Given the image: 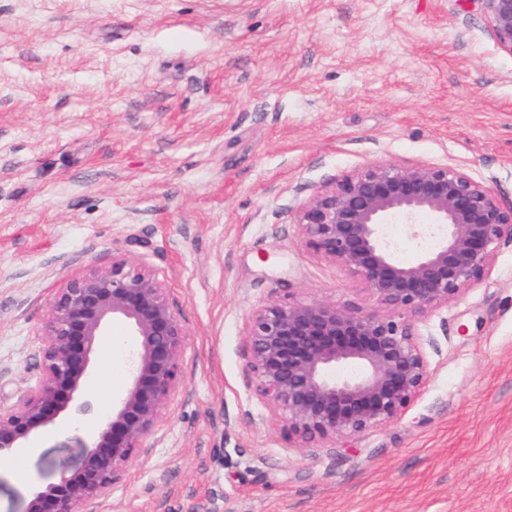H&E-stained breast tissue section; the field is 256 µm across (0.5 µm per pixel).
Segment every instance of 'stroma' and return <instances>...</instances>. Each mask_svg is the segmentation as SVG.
<instances>
[{
  "label": "stroma",
  "instance_id": "stroma-1",
  "mask_svg": "<svg viewBox=\"0 0 512 512\" xmlns=\"http://www.w3.org/2000/svg\"><path fill=\"white\" fill-rule=\"evenodd\" d=\"M449 165L512 206V53L480 0H0V406L42 377L54 288L143 260L186 329L183 383L90 512H512V244L421 318L405 416L295 448L254 396L262 302L372 306L301 240L316 188ZM116 320L85 392L127 384ZM68 420L0 464V512L76 465Z\"/></svg>",
  "mask_w": 512,
  "mask_h": 512
}]
</instances>
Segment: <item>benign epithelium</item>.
Masks as SVG:
<instances>
[{
	"mask_svg": "<svg viewBox=\"0 0 512 512\" xmlns=\"http://www.w3.org/2000/svg\"><path fill=\"white\" fill-rule=\"evenodd\" d=\"M496 45L512 53V0H481ZM431 216L419 224L417 215ZM407 225L395 242L383 233ZM306 247L343 266L376 300L292 301L255 306L248 317L253 393L302 445L363 435L400 420L424 388L430 362L415 323L488 279L512 207L466 172L376 161L317 188L295 211ZM437 238L431 249L421 243ZM406 249L415 252L401 260ZM125 321L135 339L129 382L107 412L84 393L102 336ZM186 330L166 289L141 262L90 267L52 293L40 333L43 376L19 403L0 407V462L62 416H89L95 434L76 438L78 469L36 492L26 512H86L105 497L142 448L182 382Z\"/></svg>",
	"mask_w": 512,
	"mask_h": 512,
	"instance_id": "benign-epithelium-1",
	"label": "benign epithelium"
}]
</instances>
